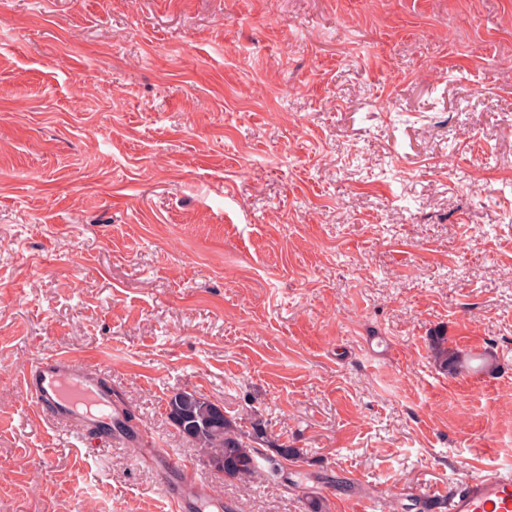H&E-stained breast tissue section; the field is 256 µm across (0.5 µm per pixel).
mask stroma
<instances>
[{"mask_svg": "<svg viewBox=\"0 0 512 512\" xmlns=\"http://www.w3.org/2000/svg\"><path fill=\"white\" fill-rule=\"evenodd\" d=\"M55 354L233 512L512 467V0H0V512H170L31 404ZM180 390L300 460L225 477ZM429 347L436 366L444 372H457L463 363V355L457 349L448 347V337L442 329L431 332Z\"/></svg>", "mask_w": 512, "mask_h": 512, "instance_id": "stroma-1", "label": "stroma"}]
</instances>
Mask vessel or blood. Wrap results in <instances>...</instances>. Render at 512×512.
Listing matches in <instances>:
<instances>
[{
	"instance_id": "obj_1",
	"label": "vessel or blood",
	"mask_w": 512,
	"mask_h": 512,
	"mask_svg": "<svg viewBox=\"0 0 512 512\" xmlns=\"http://www.w3.org/2000/svg\"><path fill=\"white\" fill-rule=\"evenodd\" d=\"M22 385L38 411L74 428L79 438L98 434L150 459L174 512H210L223 508L208 482L190 465L157 448L143 447L121 428L123 415L99 375L63 355L39 358L24 370ZM448 512H512V469L496 468L471 477L447 496Z\"/></svg>"
}]
</instances>
